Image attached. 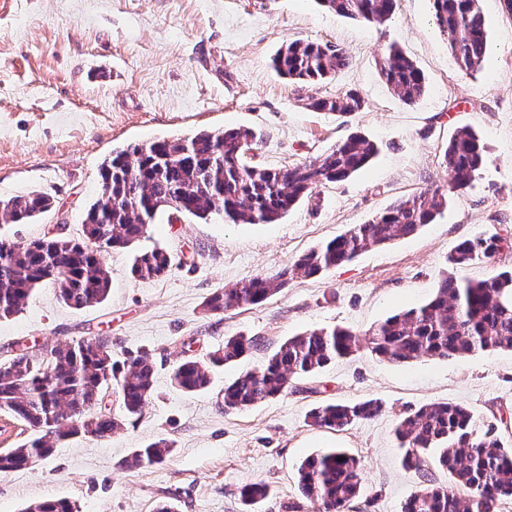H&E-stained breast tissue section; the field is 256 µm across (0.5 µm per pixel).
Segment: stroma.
<instances>
[{"label": "stroma", "instance_id": "1", "mask_svg": "<svg viewBox=\"0 0 512 512\" xmlns=\"http://www.w3.org/2000/svg\"><path fill=\"white\" fill-rule=\"evenodd\" d=\"M480 7L489 54L466 75L428 0H397L382 24L342 18L316 0H0V201L36 191L53 202L35 220L0 222L1 237L27 242L53 227L81 237L103 160L130 144L249 128L261 135L254 161L268 168L311 161L355 132L381 148L368 168L318 188L274 224L158 212L138 241L105 253L112 286L102 303L74 309L43 285L19 313L0 319V361L23 347L108 336L116 359L146 352L156 362L141 417L110 438L67 439L49 459L0 473V512L44 499L74 502L79 512H154L161 501L178 512H242V487L259 480L271 488L261 512H312L297 465L331 447L362 467L364 493L351 512H401L420 487L393 436L404 411L459 403L512 444V351L405 364L360 351L293 380L276 399L241 411L223 405L225 384L261 366L288 336L334 326L362 333L425 303L444 276L489 273L484 263L455 270L447 261L462 240L512 233V16L503 0ZM294 39L340 45L349 64L316 86L289 82L271 59ZM392 45L426 77L417 104L401 102L380 75ZM350 90L364 96L363 111L339 117L306 106L308 95ZM461 126L481 136L484 167L433 224L323 276L293 280L263 304L203 313L214 289L275 273L393 201L446 185L442 153ZM155 248L170 253L169 271L133 278L134 256ZM239 335L260 338V347L216 369L208 390L172 383L182 359L208 361ZM367 399L383 401L385 412L342 432L307 423L317 404ZM158 439L173 445L166 462L121 468L132 449Z\"/></svg>", "mask_w": 512, "mask_h": 512}]
</instances>
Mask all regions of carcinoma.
Segmentation results:
<instances>
[{
    "mask_svg": "<svg viewBox=\"0 0 512 512\" xmlns=\"http://www.w3.org/2000/svg\"><path fill=\"white\" fill-rule=\"evenodd\" d=\"M336 14L359 22L382 23L396 0H318ZM433 21L448 41V53L467 74L479 71L487 54L486 21L479 0H430ZM346 52L328 43L295 40L272 57L273 68L288 79L317 85L347 67ZM380 74L404 104L426 93L422 71L402 51L390 47ZM318 111L349 115L366 102L356 91L308 98ZM257 146L248 128L201 131L190 138H162L112 150L100 168L101 190L87 210L82 238L43 236L26 243L0 238V318L19 312L32 292L49 283L75 309L103 302L111 276L102 254L126 248L141 238L160 210L205 219L219 214L238 224H274L326 184L347 180L379 154L378 144L361 134L316 159L272 169L252 162L244 145ZM484 145L471 128L456 130L443 152L448 173L444 188H425L401 198L367 222L312 248L271 275H260L215 289L202 305L206 313L264 303L295 278L321 276L363 252L416 234L433 223L451 194L468 188L483 165ZM50 197L29 193L0 202V220L23 223L48 211ZM512 249V237L499 234L461 241L448 256L454 268L492 263ZM171 256L154 249L134 258L130 273L138 279L167 273ZM260 342L244 335L224 340L210 364L182 360L172 382L188 393L211 385L210 366L238 361ZM365 350L381 361L408 363L423 356L464 360L477 352L512 351V268L490 271L479 281L447 276L424 305L396 313L363 333L348 328H314L288 337L260 367L224 387V409L242 410L274 399L291 381L325 368L336 359ZM155 362L147 352L123 361L112 358V337L66 341L43 352L20 349L0 363V412L29 432V440L0 451V472L22 469L49 458L57 444L92 435L103 440L125 422L142 415L154 385ZM118 394L121 414L103 405L107 389ZM384 404L370 399L354 404L324 403L312 408L309 423L340 432L381 414ZM404 465L421 487L401 512H497L512 497V448L488 429L479 431L463 406L436 402L402 417L394 430ZM173 452L166 440L135 448L121 462L126 469L165 462ZM448 472L451 483L436 482L431 464ZM298 484L316 512H347L363 493L359 461L341 449L318 451L301 460ZM270 495L268 484L243 487L244 512H257ZM23 512H77L66 500L28 504Z\"/></svg>",
    "mask_w": 512,
    "mask_h": 512,
    "instance_id": "obj_1",
    "label": "carcinoma"
}]
</instances>
